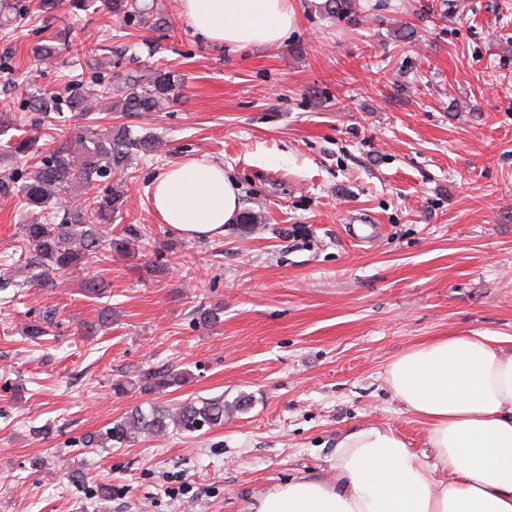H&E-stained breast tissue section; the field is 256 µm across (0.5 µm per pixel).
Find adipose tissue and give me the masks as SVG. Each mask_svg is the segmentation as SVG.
Segmentation results:
<instances>
[{
  "label": "adipose tissue",
  "mask_w": 512,
  "mask_h": 512,
  "mask_svg": "<svg viewBox=\"0 0 512 512\" xmlns=\"http://www.w3.org/2000/svg\"><path fill=\"white\" fill-rule=\"evenodd\" d=\"M206 43L230 52L276 47L295 23L292 0H180ZM162 223L187 238H214L236 223L238 183L222 164L193 157L153 183ZM406 411L428 426L431 461L396 430L367 424L341 436L335 482L304 476L259 497L253 512H512V350L483 333L411 347L385 370Z\"/></svg>",
  "instance_id": "adipose-tissue-1"
}]
</instances>
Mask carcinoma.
<instances>
[{"instance_id": "cac0c4a2", "label": "carcinoma", "mask_w": 512, "mask_h": 512, "mask_svg": "<svg viewBox=\"0 0 512 512\" xmlns=\"http://www.w3.org/2000/svg\"><path fill=\"white\" fill-rule=\"evenodd\" d=\"M4 13L0 24L8 26L13 20L46 17L62 5V0H3ZM71 6L86 15L105 11L118 22L138 23L148 29L168 25L160 15L154 0H70ZM319 8L326 14L351 17L358 9L357 0H323ZM59 48L40 44L33 50V58L45 65L57 63ZM94 85L85 82L84 73L71 76L69 85L61 92L35 91L29 94L27 108L39 115L35 128L50 114L61 116L66 112L81 115L101 111L100 104L114 99L115 112H160L179 97V85L170 73L155 71L148 80L128 79L121 86L95 71ZM38 138L23 136L7 140L3 151L12 155H28L37 146ZM161 140L154 135L135 136L125 126L104 127L88 125L76 132L75 143L59 144L41 157L36 169L23 177L14 173L11 183L27 207L28 222L21 227L19 248L24 263L32 271L30 282L41 287H55L59 280L80 268L83 259L104 247L127 252L128 235H139V230L127 225L123 237L103 240L100 225L112 223L122 212L123 186L135 157L157 151ZM106 194L95 190L102 183ZM76 191L75 202L62 207V196ZM55 319L42 315L26 326V336L34 343L51 335ZM186 380L182 371L171 369L148 374L144 390L153 392L180 385ZM229 405L224 398L185 401L176 406L137 409L112 423V427L84 436L86 448H105L109 444H126L139 436L162 439L172 432H197L224 424Z\"/></svg>"}]
</instances>
